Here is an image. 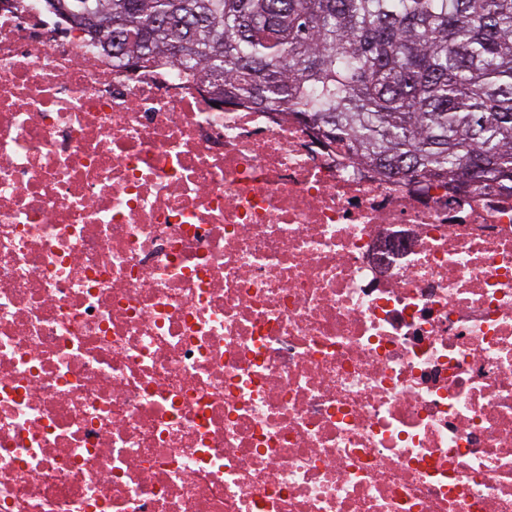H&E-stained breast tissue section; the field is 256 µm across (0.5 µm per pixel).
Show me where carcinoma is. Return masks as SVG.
Returning a JSON list of instances; mask_svg holds the SVG:
<instances>
[{
	"mask_svg": "<svg viewBox=\"0 0 512 512\" xmlns=\"http://www.w3.org/2000/svg\"><path fill=\"white\" fill-rule=\"evenodd\" d=\"M127 64L293 112L383 178L512 197V0H65Z\"/></svg>",
	"mask_w": 512,
	"mask_h": 512,
	"instance_id": "cac0c4a2",
	"label": "carcinoma"
}]
</instances>
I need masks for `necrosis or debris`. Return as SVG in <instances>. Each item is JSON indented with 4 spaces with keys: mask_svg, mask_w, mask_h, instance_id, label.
<instances>
[{
    "mask_svg": "<svg viewBox=\"0 0 512 512\" xmlns=\"http://www.w3.org/2000/svg\"><path fill=\"white\" fill-rule=\"evenodd\" d=\"M0 512H512V199L0 0Z\"/></svg>",
    "mask_w": 512,
    "mask_h": 512,
    "instance_id": "obj_1",
    "label": "necrosis or debris"
}]
</instances>
